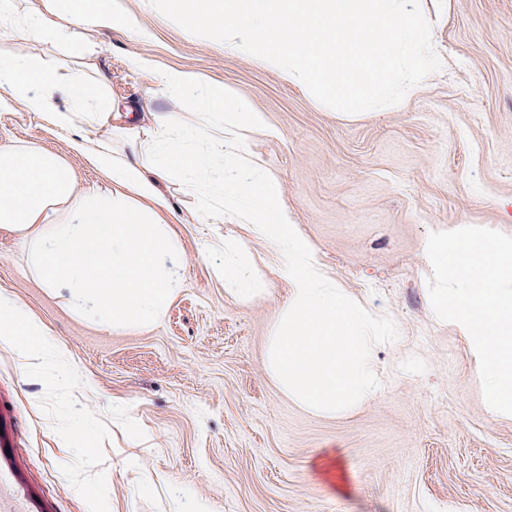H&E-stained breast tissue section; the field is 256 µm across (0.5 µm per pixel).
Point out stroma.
<instances>
[{
    "instance_id": "1",
    "label": "stroma",
    "mask_w": 512,
    "mask_h": 512,
    "mask_svg": "<svg viewBox=\"0 0 512 512\" xmlns=\"http://www.w3.org/2000/svg\"><path fill=\"white\" fill-rule=\"evenodd\" d=\"M141 34L100 36L112 123L148 125L158 112L194 116L130 65L152 60L224 85L260 112L252 166L281 183L293 223L319 262L397 340L379 352L385 389L333 416L288 396L264 353L288 285L249 238L263 294L242 301L224 284L235 224H186L195 196L177 180L162 193L180 243L181 276L149 327L101 325L73 293L32 272L26 244L0 229V291L59 341L71 376L31 368L0 345V512H175V497L212 512H512V421L484 409L464 343L427 300L423 247L462 224L512 236V0H421L443 61L403 106L351 117L318 104L281 72L194 36L142 0ZM0 100V144L29 141L66 157L85 182L103 180L77 135ZM92 428L95 446L72 434ZM96 487L88 499L79 484Z\"/></svg>"
}]
</instances>
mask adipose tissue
Masks as SVG:
<instances>
[{"instance_id":"obj_1","label":"adipose tissue","mask_w":512,"mask_h":512,"mask_svg":"<svg viewBox=\"0 0 512 512\" xmlns=\"http://www.w3.org/2000/svg\"><path fill=\"white\" fill-rule=\"evenodd\" d=\"M115 30L137 33L141 25L113 0H37L27 11L20 0H0V37L64 43L72 57L57 68L26 54L0 56V98L54 126L81 122L110 132L91 148L82 139L73 143L105 173L102 184L79 185L63 156L34 143L0 145V228L21 232L38 277L69 286L101 324L147 327L160 319L180 278L161 185L183 179L199 196L193 220L248 225L283 263L289 290L264 368L284 393L326 415L373 400L381 389L377 351L392 341L393 329L324 272L288 218L278 179L246 161L248 136L263 127L260 113L222 85L137 58L134 67L163 94L181 99L195 122L185 127L164 114L148 127L113 126L112 105L100 99L104 79L86 61L98 51L97 35ZM0 342L24 362L66 370L41 323L2 292Z\"/></svg>"}]
</instances>
